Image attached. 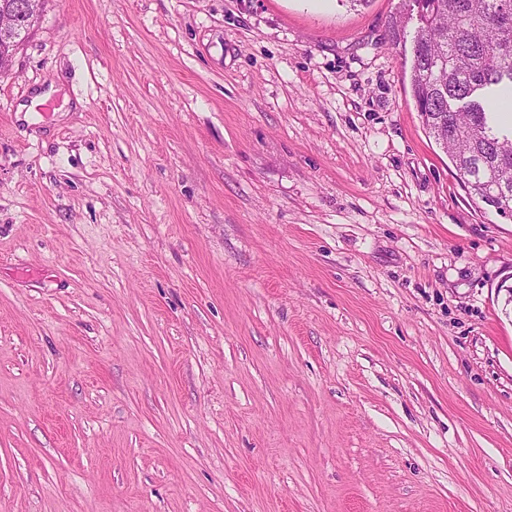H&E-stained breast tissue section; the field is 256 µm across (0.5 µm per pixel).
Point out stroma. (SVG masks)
<instances>
[{
  "label": "stroma",
  "instance_id": "35a3bbf8",
  "mask_svg": "<svg viewBox=\"0 0 512 512\" xmlns=\"http://www.w3.org/2000/svg\"><path fill=\"white\" fill-rule=\"evenodd\" d=\"M409 0H46L0 76V512H512V220Z\"/></svg>",
  "mask_w": 512,
  "mask_h": 512
}]
</instances>
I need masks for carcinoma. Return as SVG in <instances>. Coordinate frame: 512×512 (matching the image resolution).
<instances>
[{
    "mask_svg": "<svg viewBox=\"0 0 512 512\" xmlns=\"http://www.w3.org/2000/svg\"><path fill=\"white\" fill-rule=\"evenodd\" d=\"M395 45L412 37L410 92L425 131L474 201L512 220V134L494 121L495 92L512 89V0H413Z\"/></svg>",
    "mask_w": 512,
    "mask_h": 512,
    "instance_id": "cac0c4a2",
    "label": "carcinoma"
}]
</instances>
